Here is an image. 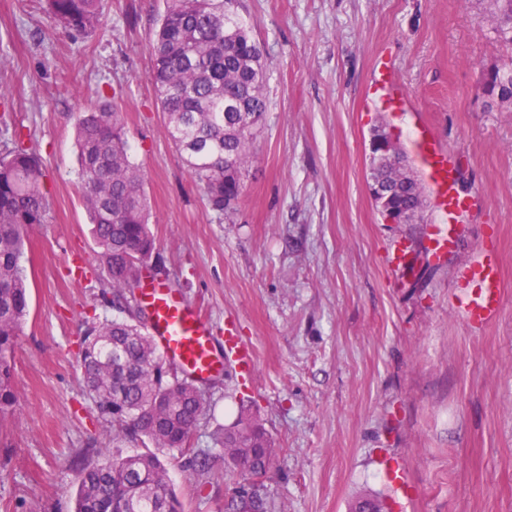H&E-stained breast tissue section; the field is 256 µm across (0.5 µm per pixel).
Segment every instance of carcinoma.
<instances>
[{
    "label": "carcinoma",
    "instance_id": "obj_1",
    "mask_svg": "<svg viewBox=\"0 0 512 512\" xmlns=\"http://www.w3.org/2000/svg\"><path fill=\"white\" fill-rule=\"evenodd\" d=\"M235 0H168L150 41L151 81L166 116L170 141L202 185L218 214L244 191L251 163L249 146L267 104L262 90L267 64L252 26L232 10ZM52 22L89 34L105 31L100 0H47ZM494 31L512 47V0H493ZM482 93L512 105V61L486 70ZM0 120V412L14 401L13 355L28 309L27 275L19 265L25 231L46 220L39 157L8 138ZM81 196L100 265L108 276L102 309L127 303L131 283H140L155 254L144 174L131 158L117 106L81 112L75 121ZM404 156L374 155L369 185H377L388 206L420 223L424 191ZM79 369L89 400L112 426V447L77 462L75 512H184L168 480V467L198 476L211 471L210 454L189 452L208 406L196 381L164 370L145 326L103 316L81 342ZM224 451V479L234 484L224 512H273L264 483L278 448L254 416L242 409L214 438ZM133 445L144 451L125 455ZM383 499H354L349 512H384Z\"/></svg>",
    "mask_w": 512,
    "mask_h": 512
}]
</instances>
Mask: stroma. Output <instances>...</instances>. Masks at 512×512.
<instances>
[{"label": "stroma", "mask_w": 512, "mask_h": 512, "mask_svg": "<svg viewBox=\"0 0 512 512\" xmlns=\"http://www.w3.org/2000/svg\"><path fill=\"white\" fill-rule=\"evenodd\" d=\"M106 35L49 34L45 0H0V113L40 157L48 211L20 259L30 302L14 354L15 400L0 414V512H74L73 459L109 424L86 397L80 342L101 316L107 276L78 189L74 125L115 89L145 176L157 276L180 288L216 342L225 322L256 357L205 387L195 445L212 477L169 470L184 512H224L229 484L212 433L247 408L278 448L265 484L275 512H348L374 494L392 512H512V106L481 94L512 59L491 0H238L267 63L268 110L242 196L217 214L174 148L150 82L149 43L166 0H101ZM387 56L408 108L370 102ZM461 172L470 211L447 259L394 269L398 240L440 225L389 224L367 180L382 127L421 185L414 120ZM497 247L500 313L468 324L461 272ZM398 461L404 485L386 468Z\"/></svg>", "instance_id": "stroma-1"}]
</instances>
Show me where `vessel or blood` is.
I'll list each match as a JSON object with an SVG mask.
<instances>
[{
  "label": "vessel or blood",
  "mask_w": 512,
  "mask_h": 512,
  "mask_svg": "<svg viewBox=\"0 0 512 512\" xmlns=\"http://www.w3.org/2000/svg\"><path fill=\"white\" fill-rule=\"evenodd\" d=\"M372 90L382 94L396 110L404 109L405 91L395 78L389 60H379L374 66ZM417 147L440 210L451 219L460 218L470 210L472 201L457 190L460 174L452 152L437 143L432 129L424 123L418 127ZM455 243L454 233L442 229L427 237L423 245L442 259ZM463 276L481 285L478 296L464 303L463 316L472 325H484L497 315L502 304L501 265L497 254L481 248L479 258L464 270ZM141 295L151 314L148 332L165 358L177 362L202 381L221 373L229 359L235 362L239 373H253L251 352L233 329H225L224 349L216 351L208 323L185 303L177 288L149 281L143 285Z\"/></svg>",
  "instance_id": "1"
}]
</instances>
